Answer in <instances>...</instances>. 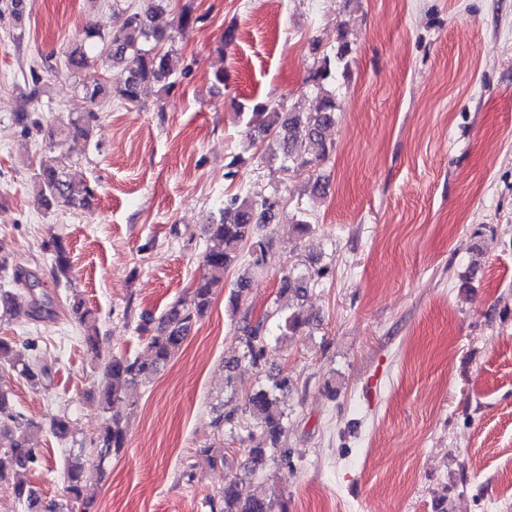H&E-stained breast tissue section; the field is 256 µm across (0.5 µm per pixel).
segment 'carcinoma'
Instances as JSON below:
<instances>
[{
	"label": "carcinoma",
	"instance_id": "1",
	"mask_svg": "<svg viewBox=\"0 0 512 512\" xmlns=\"http://www.w3.org/2000/svg\"><path fill=\"white\" fill-rule=\"evenodd\" d=\"M171 0H144L143 5L127 11L123 26L110 35H102L92 27L84 29V37L67 54V69L85 74L81 85L85 110L61 117L57 122L43 124L34 116L30 104L49 94V87L38 74H31V86L16 112V123L22 133L33 130L44 133L46 146L60 153L54 166L41 167L32 176L33 191L38 204L49 210L53 207L86 208L94 197L91 186L75 179L70 173V151L73 144L88 145L95 123L99 119L101 100L113 94L129 104L140 102L144 89L155 87L170 94L176 82L174 75L172 31L185 29L197 22L188 7L169 22L161 21ZM348 45L340 42L336 49L324 54L312 74L320 90L313 112H279L257 104L248 119L251 144L276 142L283 158V167L300 171L315 159L326 156L330 147L323 137L326 126L335 122L336 95L331 86L346 67ZM274 209L267 197L235 194L224 200L218 221L209 227L208 243L203 253L204 274L191 288L186 298L173 303L161 317L144 321L138 326L145 342L144 356L109 353L105 356L100 379L88 393V400L107 412L128 397L129 388L147 384L179 353L193 325L204 316L212 303L213 289L224 273L236 266L243 250H249V268L259 269L267 262L270 240L255 235V228L264 223L261 215ZM49 247L54 256L53 275L56 280L69 279L71 262L63 243L51 239ZM16 290L0 289V318L7 320L40 321L55 316L54 303L46 293H37V276L23 268L13 272ZM250 282L249 272L238 276L231 287L228 302L232 311L238 310L243 292ZM307 291V279L293 271L281 278L280 292L299 301ZM71 318L83 331V339L93 350H100V339L94 312L86 308L80 298L68 301ZM307 320L298 312L279 319L273 337L263 333V323L252 326L245 323L244 356L258 363L266 354L269 341L282 343L300 332ZM8 367L22 376L31 386L43 387L49 378V368L37 354L35 341L22 345L0 338V368ZM288 390V376L278 374L267 379L247 396L243 414L248 428L250 446L244 449L245 476L224 477V488L208 500L210 512H288L284 503L276 504L257 495L251 489L255 478L266 476V464H291L288 449L279 447L280 439L288 429V414L280 408L278 395ZM51 433L59 440L71 434L67 412L51 420ZM42 430L40 423L15 410L8 395L0 389V486L21 504L26 512H73V508L54 501L46 502L39 492L23 482L9 480L17 469H31L40 464L39 449L32 443V435ZM124 415H110L96 438L90 441L100 456H107L123 448L125 443ZM65 480L69 501L81 512H90L96 490L81 459L69 462Z\"/></svg>",
	"mask_w": 512,
	"mask_h": 512
}]
</instances>
